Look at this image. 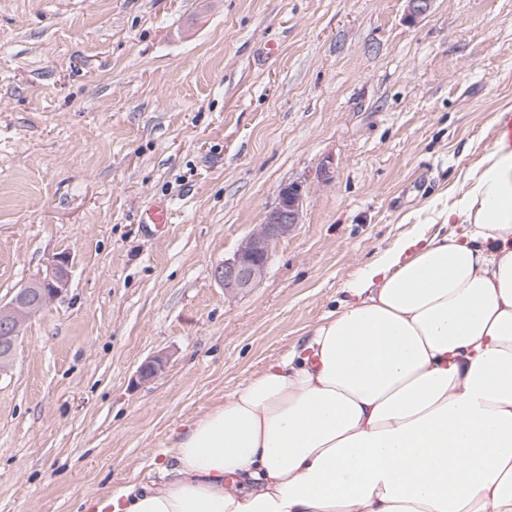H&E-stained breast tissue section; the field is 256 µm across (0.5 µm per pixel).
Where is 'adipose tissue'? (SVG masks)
Returning <instances> with one entry per match:
<instances>
[{
    "label": "adipose tissue",
    "instance_id": "1",
    "mask_svg": "<svg viewBox=\"0 0 512 512\" xmlns=\"http://www.w3.org/2000/svg\"><path fill=\"white\" fill-rule=\"evenodd\" d=\"M115 512H512V130Z\"/></svg>",
    "mask_w": 512,
    "mask_h": 512
}]
</instances>
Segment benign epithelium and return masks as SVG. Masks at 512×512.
Masks as SVG:
<instances>
[{
  "label": "benign epithelium",
  "instance_id": "1",
  "mask_svg": "<svg viewBox=\"0 0 512 512\" xmlns=\"http://www.w3.org/2000/svg\"><path fill=\"white\" fill-rule=\"evenodd\" d=\"M303 186L298 183L282 186L276 204L261 224L246 237L232 256L215 267L214 277L229 292H243L262 278L275 245L288 237L301 223ZM69 260L56 257L35 281L18 289L9 301L0 303V376L8 373L17 350L21 331L28 320L59 297L68 285ZM166 356L158 354L139 370L143 380L162 370Z\"/></svg>",
  "mask_w": 512,
  "mask_h": 512
}]
</instances>
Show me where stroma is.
Masks as SVG:
<instances>
[{
    "mask_svg": "<svg viewBox=\"0 0 512 512\" xmlns=\"http://www.w3.org/2000/svg\"><path fill=\"white\" fill-rule=\"evenodd\" d=\"M507 108L512 0H0V300L70 270L0 376V512L148 481L462 192ZM294 181L300 224L225 291L216 265Z\"/></svg>",
    "mask_w": 512,
    "mask_h": 512,
    "instance_id": "obj_1",
    "label": "stroma"
}]
</instances>
